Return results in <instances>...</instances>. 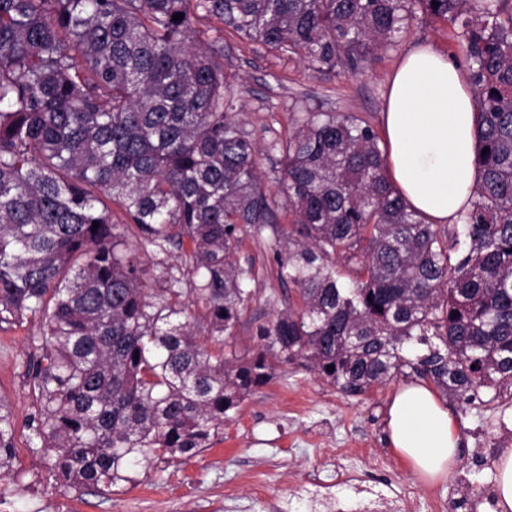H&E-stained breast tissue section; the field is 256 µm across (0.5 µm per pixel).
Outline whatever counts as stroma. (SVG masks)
Here are the masks:
<instances>
[{
	"label": "stroma",
	"instance_id": "obj_1",
	"mask_svg": "<svg viewBox=\"0 0 512 512\" xmlns=\"http://www.w3.org/2000/svg\"><path fill=\"white\" fill-rule=\"evenodd\" d=\"M427 43L451 55L453 33L447 22L424 15L412 19L396 46L371 56L357 74L327 65L308 66L285 51L224 31V69L233 77L231 111L256 138L264 181L282 170L281 155L267 146L288 135L292 113H354L382 129L389 80L412 47ZM251 268L255 299L236 329L237 350L253 349L256 328L295 300L293 288L277 277L269 242L244 237L237 253ZM36 322L0 323V396L16 426L18 472L0 476V512H324L303 488L320 482L326 493L353 496V480L376 484L404 496L414 512H456L466 500L469 512H488L494 501L501 448L512 446V430L501 425L493 405L441 402L454 415L463 450L447 480L428 484L388 444L386 417L395 392L407 384L398 375L385 385L348 396L313 371L285 366L267 384L230 412L208 448L172 460L148 458L136 482L104 495L92 488L61 489L29 454L26 440L33 412L28 369L34 355ZM335 456H327V445Z\"/></svg>",
	"mask_w": 512,
	"mask_h": 512
}]
</instances>
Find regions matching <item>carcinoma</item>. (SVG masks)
<instances>
[{"instance_id": "cac0c4a2", "label": "carcinoma", "mask_w": 512, "mask_h": 512, "mask_svg": "<svg viewBox=\"0 0 512 512\" xmlns=\"http://www.w3.org/2000/svg\"><path fill=\"white\" fill-rule=\"evenodd\" d=\"M419 12L454 30L477 102L465 223L409 209L353 113H293L264 189L224 50L194 22L356 72ZM266 231L296 302L241 354L227 339L252 269L235 255ZM29 318L28 447L64 488L110 493L149 455L196 454L295 363L347 396L408 368L465 405L487 389L512 406V0H0V323ZM14 439L0 400V476Z\"/></svg>"}]
</instances>
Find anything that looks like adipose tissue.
<instances>
[{
    "label": "adipose tissue",
    "instance_id": "obj_1",
    "mask_svg": "<svg viewBox=\"0 0 512 512\" xmlns=\"http://www.w3.org/2000/svg\"><path fill=\"white\" fill-rule=\"evenodd\" d=\"M476 103L467 75L420 44L402 58L383 115L387 164L406 202L434 224H456L478 185ZM392 447L426 481L446 478L461 452L454 420L421 384L403 386L388 412Z\"/></svg>",
    "mask_w": 512,
    "mask_h": 512
}]
</instances>
